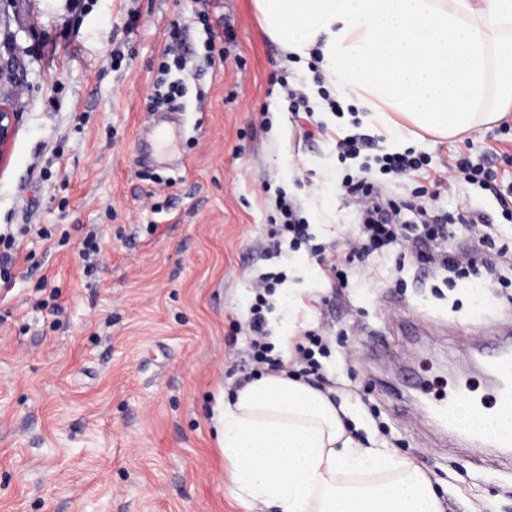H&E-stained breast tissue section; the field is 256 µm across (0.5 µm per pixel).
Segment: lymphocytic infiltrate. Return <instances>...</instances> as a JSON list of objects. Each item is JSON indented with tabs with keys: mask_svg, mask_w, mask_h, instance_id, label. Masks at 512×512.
<instances>
[{
	"mask_svg": "<svg viewBox=\"0 0 512 512\" xmlns=\"http://www.w3.org/2000/svg\"><path fill=\"white\" fill-rule=\"evenodd\" d=\"M170 39V44L164 50L169 60L161 64V76L157 79L155 92L150 98V107L154 110L175 103L183 95L182 86L167 79L172 65L182 62L181 57L176 54V47L181 42L180 28L171 29ZM449 174L453 177L463 176L466 182L491 190L501 207L502 218L512 222V194L502 192L496 187L497 175L492 166L485 163L473 164L469 157L463 155L457 158ZM341 189L345 196L357 203L363 218L359 239L351 245V256L382 252L397 246L414 251L420 263H433L446 270L449 282L470 278V270L441 249L450 234L448 225L427 221L418 226L404 223L395 198L381 194L375 184L368 179L344 177ZM276 208L277 220L267 233L266 247L267 253L274 257L281 256L283 246L295 249L303 243L311 242L312 239L308 224L294 204L282 198L279 199ZM285 279V273L270 271L261 273L253 283V298L249 305L248 317V330L252 336L250 352L247 361L236 367L237 372L241 374L242 382H249L263 373L283 371L287 372L289 377L302 380L322 375V360L330 355L323 337L307 333L305 343L297 347V361L291 368L286 366L269 340L267 315L271 310L270 298Z\"/></svg>",
	"mask_w": 512,
	"mask_h": 512,
	"instance_id": "f902f5d3",
	"label": "lymphocytic infiltrate"
}]
</instances>
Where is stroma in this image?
Returning a JSON list of instances; mask_svg holds the SVG:
<instances>
[{"label": "stroma", "mask_w": 512, "mask_h": 512, "mask_svg": "<svg viewBox=\"0 0 512 512\" xmlns=\"http://www.w3.org/2000/svg\"><path fill=\"white\" fill-rule=\"evenodd\" d=\"M204 8L232 29L215 67L203 60ZM176 23L189 50L169 78L186 94L164 150L147 97ZM8 36L0 56L20 76L0 86L17 114L0 227L31 230L0 284V512H252L232 496L217 432L250 340V282L271 268L263 246L281 191L317 242L347 253L360 216L340 180L383 178L371 159H339L341 132L374 136L380 154L425 156L424 170L399 178L398 198L450 223L480 218L512 247L492 195L439 180L459 155L497 152L498 182L512 185V114L456 138H393L319 58L291 61L253 0H12L0 10ZM291 87L313 117L289 110ZM332 98L344 107L335 125L321 115ZM92 230L90 267L81 244ZM284 272L290 287L270 320L289 319L297 339L327 336L325 390L351 408L353 436L409 460L445 512H512V450L449 439L433 413L455 384L492 402L483 341L492 323L512 327V287L452 286L396 249L350 264L344 288L303 250Z\"/></svg>", "instance_id": "1"}]
</instances>
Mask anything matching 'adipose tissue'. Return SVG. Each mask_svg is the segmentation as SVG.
Returning <instances> with one entry per match:
<instances>
[{
	"label": "adipose tissue",
	"mask_w": 512,
	"mask_h": 512,
	"mask_svg": "<svg viewBox=\"0 0 512 512\" xmlns=\"http://www.w3.org/2000/svg\"><path fill=\"white\" fill-rule=\"evenodd\" d=\"M267 35L300 60L319 52L373 121L448 137L512 109V0H254ZM344 409L286 373L224 403V460L259 512H444L430 480L362 446Z\"/></svg>",
	"instance_id": "1"
}]
</instances>
